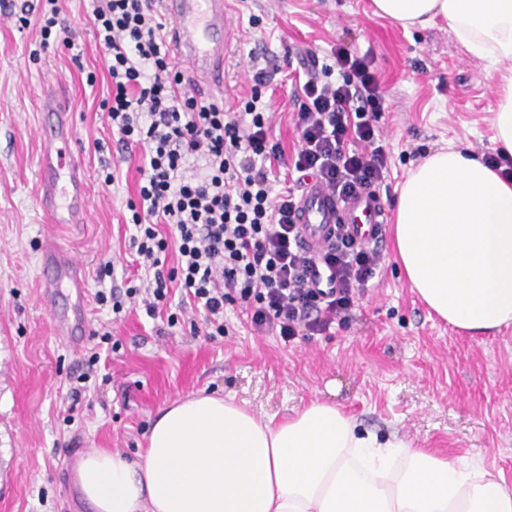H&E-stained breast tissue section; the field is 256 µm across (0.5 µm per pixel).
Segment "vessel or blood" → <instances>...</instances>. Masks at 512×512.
Segmentation results:
<instances>
[{
    "mask_svg": "<svg viewBox=\"0 0 512 512\" xmlns=\"http://www.w3.org/2000/svg\"><path fill=\"white\" fill-rule=\"evenodd\" d=\"M232 0H159L170 18L167 32L176 57L187 61L193 85L204 94L224 86V60L237 34L230 23ZM72 103L63 93H48L42 102L48 130L41 135L38 156L39 202L53 224H82L90 205L81 160L69 154L73 128L69 121ZM300 227L301 244L312 254L327 246L337 225H346L355 242L382 241L387 213L378 194L359 191L338 195L316 182L305 185L293 212ZM39 281L43 301L55 308L58 289H72L77 297L88 293L83 265L54 241L41 246ZM85 325L68 317H55L53 334L61 342L76 344Z\"/></svg>",
    "mask_w": 512,
    "mask_h": 512,
    "instance_id": "vessel-or-blood-1",
    "label": "vessel or blood"
}]
</instances>
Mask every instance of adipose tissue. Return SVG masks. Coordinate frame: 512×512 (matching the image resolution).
<instances>
[{
  "mask_svg": "<svg viewBox=\"0 0 512 512\" xmlns=\"http://www.w3.org/2000/svg\"><path fill=\"white\" fill-rule=\"evenodd\" d=\"M406 27L444 20L497 82L495 149L512 162V0H373ZM397 262L425 304L486 336L512 323V179L443 148L409 174L395 210ZM90 512H512V491L464 458L361 432L312 402L281 421L215 395L174 401L139 459L107 448L71 466Z\"/></svg>",
  "mask_w": 512,
  "mask_h": 512,
  "instance_id": "ef3b65f1",
  "label": "adipose tissue"
}]
</instances>
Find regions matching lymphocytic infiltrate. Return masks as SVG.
Returning <instances> with one entry per match:
<instances>
[{
    "label": "lymphocytic infiltrate",
    "mask_w": 512,
    "mask_h": 512,
    "mask_svg": "<svg viewBox=\"0 0 512 512\" xmlns=\"http://www.w3.org/2000/svg\"><path fill=\"white\" fill-rule=\"evenodd\" d=\"M94 2L95 37L111 58V94L103 106L121 146L134 141L148 148L129 246L151 274L145 287L98 292V303H111L117 313L124 299L141 294L152 317L176 284L206 312L213 335H223L224 310L239 302L258 332L275 330L286 341L303 328L324 330L332 316L350 311L380 253L341 228L321 259L303 250L292 219L297 198L273 195L269 182L274 166L285 162L259 106L269 72L255 69L243 111H225L195 92L173 64L155 0ZM334 56L349 76L328 82L311 74L303 83L294 168L346 194L383 178L387 156L375 145L371 120L386 97L366 58L342 48ZM351 141L364 150H349ZM193 157L205 160V175L191 172Z\"/></svg>",
    "instance_id": "lymphocytic-infiltrate-1"
}]
</instances>
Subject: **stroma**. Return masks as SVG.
<instances>
[{
	"instance_id": "obj_1",
	"label": "stroma",
	"mask_w": 512,
	"mask_h": 512,
	"mask_svg": "<svg viewBox=\"0 0 512 512\" xmlns=\"http://www.w3.org/2000/svg\"><path fill=\"white\" fill-rule=\"evenodd\" d=\"M59 6L45 42L41 0H0L12 15L0 23V512H84L71 493V460L94 448L136 456L158 412L202 390L260 419L330 403L379 437L503 473L512 490V326L471 336L430 314L398 268L392 231L352 310L289 342L257 334L241 307L226 309L225 334L209 337L205 314L178 287L155 319L138 301L118 314L98 303V291L127 287L138 274L128 204L144 148H120L101 106L108 59L91 0ZM24 8L31 23L22 28L15 16ZM233 22L239 36L224 68V106L242 111L253 67L270 71L262 100L272 138L290 155L299 147V58L313 54L339 79L335 48L368 56L386 92L374 127L387 153L378 187L387 212L410 171L441 146L492 150L498 94L489 64L445 24L407 30L377 16L372 0H236ZM59 89L73 102V147L90 189L85 224L47 223L38 204L41 102ZM49 236L88 273L87 336L76 354L53 336L40 300L38 261ZM106 332L111 342L101 341Z\"/></svg>"
}]
</instances>
